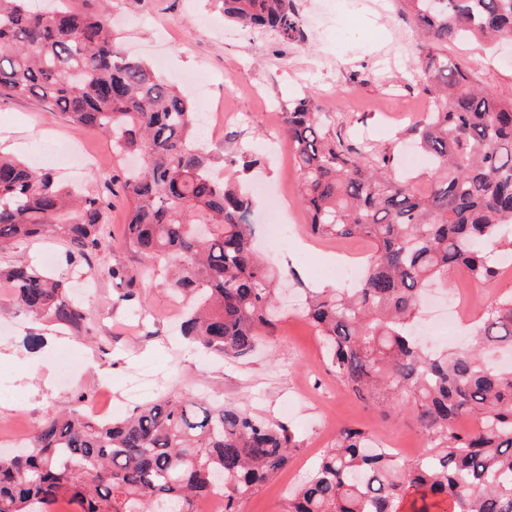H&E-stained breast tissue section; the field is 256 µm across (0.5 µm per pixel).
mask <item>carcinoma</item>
<instances>
[{
    "label": "carcinoma",
    "mask_w": 512,
    "mask_h": 512,
    "mask_svg": "<svg viewBox=\"0 0 512 512\" xmlns=\"http://www.w3.org/2000/svg\"><path fill=\"white\" fill-rule=\"evenodd\" d=\"M34 11L31 0H0V97H34L65 122L101 133L119 153L141 157L121 189L130 204L124 260L107 274L139 302L134 264L169 273L187 302L184 335L209 353L241 360L275 332L279 273L253 247L252 202L211 167L252 169L242 153L214 155L197 144L191 91L175 88L126 55L105 3ZM224 20L306 40L295 0H216ZM419 30L423 91L432 100L406 132L428 157L425 193L389 174L395 154L345 147L312 97L288 102L283 135L299 174L307 231L318 238L366 237L364 275L349 288H305L302 316L345 387L386 414L411 404L422 439L401 460L363 428L344 426L318 457L286 512H512V294L498 298L467 346L424 348L410 331L428 288L464 268L497 278L487 247L512 255V101L473 83L448 60L451 39L512 45V0H399ZM105 192L81 194L49 171L0 154V250L46 235L78 264L105 247ZM26 312L67 329L88 323L66 284L30 266L0 268ZM301 441L282 422L235 406L187 399L177 387L117 420L78 411L54 415L30 444L0 452V512H196L216 489L224 512L284 469Z\"/></svg>",
    "instance_id": "obj_1"
}]
</instances>
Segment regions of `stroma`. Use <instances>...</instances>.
<instances>
[{"label": "stroma", "instance_id": "35a3bbf8", "mask_svg": "<svg viewBox=\"0 0 512 512\" xmlns=\"http://www.w3.org/2000/svg\"><path fill=\"white\" fill-rule=\"evenodd\" d=\"M307 40L285 46L273 55L272 36L236 29L234 38L221 39L222 15L213 0H111L110 11L119 40L128 54L154 61L163 56L160 74L175 82L179 73L198 71L212 101L224 104L226 153L256 150L265 127L278 119L268 104L282 106L310 95L329 115L334 131L346 145H366L376 151L395 150L396 174H416L425 162L410 158L402 138L429 105L418 74L417 35L400 13L397 0H337L327 11L324 0H296ZM169 23L173 37L156 44L153 25ZM449 59L471 70L474 81L512 101V66L500 53L472 41H449ZM77 141L85 154L122 181L131 160L117 155L110 138L62 121L34 98L0 99V152L52 170L64 183H79L85 192L103 187L94 172L66 165L60 153ZM246 183L263 182L288 194V210L273 212L255 199L251 214L258 246L266 244V227L295 217V233L287 246L269 257L276 269H291L302 285L288 283L284 311L274 335L263 337L245 360L232 362L205 356L188 347L178 334L183 306L163 272L141 283V304L121 298L122 285L104 270L121 260L120 251L103 250L88 263L70 265L66 247L42 237L0 252V266L38 262L46 265L70 289L92 280L91 292L81 294L89 326L58 331L45 319L18 307L11 289L0 285V423L12 421L17 432L32 433L49 416L79 408V395L95 397L100 381L112 385V415L120 418L137 401L127 394L138 378L149 386V398L179 384L187 395L210 403L248 407L272 421L294 427L303 446L288 467L240 505V512H285L289 492L302 483L324 448L346 424L357 423L377 438H393L399 455L413 461L421 446L413 415L404 409L382 415L356 398L328 371L313 329L297 312L300 286H336L325 268L333 261L330 249L369 247L367 239L313 238L297 197L298 174L291 157L243 174ZM466 289L457 272H449L443 291L435 294L423 317L432 335L456 344L463 338L446 317L451 295Z\"/></svg>", "mask_w": 512, "mask_h": 512}]
</instances>
